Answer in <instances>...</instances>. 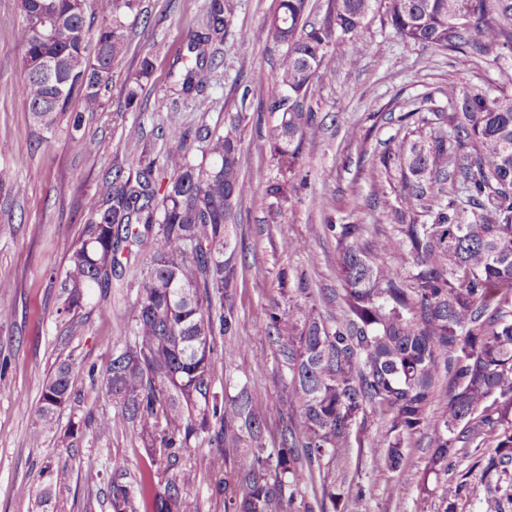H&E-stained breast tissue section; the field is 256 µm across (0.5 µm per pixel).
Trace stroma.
<instances>
[{"instance_id":"stroma-1","label":"stroma","mask_w":512,"mask_h":512,"mask_svg":"<svg viewBox=\"0 0 512 512\" xmlns=\"http://www.w3.org/2000/svg\"><path fill=\"white\" fill-rule=\"evenodd\" d=\"M233 12L224 42L203 70L196 91H180L177 58L187 53L191 32L206 20L207 0H135L126 12L127 43L112 66V87L104 106L84 113L81 133L95 144L80 150L67 123L52 132L39 130L19 95L25 78L24 52L14 37L23 19L17 0H0V307L13 313L0 321V512H113L114 463L124 466L125 485L134 512H145L139 493L143 475H151L155 492H164L177 468L192 469L186 491L199 512H224L223 471L213 461L214 447L189 448L178 467L153 458L139 434L126 427L109 436L94 420L112 415L115 403L101 387L113 345L132 338L139 266L130 264L111 287L95 289L80 316L57 313L58 288L67 261L63 240L78 238L86 203L116 166L132 159L162 165L170 146L168 128L189 130L223 126L236 112L248 119L242 128V171L251 190L235 209L237 251L242 271L237 293L239 333L248 350L232 367L216 359L217 391L248 383L266 401L271 417L264 433L276 445L288 410L282 357L268 334L266 314L287 307L279 274L289 283L306 281L319 294L325 318H334L341 286L336 240L324 224H374L366 169L385 142L404 130L397 118L416 110L448 106L453 82L484 92L512 93V62L473 56L467 71H457L451 52L403 40L377 6L361 36L370 51L352 58L349 41L332 37L327 60L314 80L305 105L323 125L321 137L302 149L292 178L293 190L280 215L272 213L266 188L279 176L267 140L278 116L268 109L274 85L251 87L253 72L273 71L285 45L268 33L279 0H232ZM150 61L149 79L138 80L142 61ZM143 88L136 100L127 92L134 81ZM292 237L296 251L282 252L280 240ZM264 364H256V357ZM63 364L72 367L71 398L57 411V429L36 425L42 386ZM368 445L353 449L349 461L370 492L349 501L347 512H436V499L418 491L430 430L408 443L406 466L391 475L403 488L389 496L388 482L375 481L372 456L381 440L378 421L368 423Z\"/></svg>"}]
</instances>
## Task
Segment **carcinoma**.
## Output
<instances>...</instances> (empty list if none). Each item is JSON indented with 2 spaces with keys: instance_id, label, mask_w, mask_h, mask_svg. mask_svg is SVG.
Wrapping results in <instances>:
<instances>
[{
  "instance_id": "obj_1",
  "label": "carcinoma",
  "mask_w": 512,
  "mask_h": 512,
  "mask_svg": "<svg viewBox=\"0 0 512 512\" xmlns=\"http://www.w3.org/2000/svg\"><path fill=\"white\" fill-rule=\"evenodd\" d=\"M133 2L112 0L111 18L93 32L74 0H18L26 68L20 95L35 126L51 131L66 119L77 132L82 113L102 108ZM378 2L331 0L325 27L306 31L309 0H280L269 33L287 45V55L275 71L252 76L257 87L271 83L288 92V99L278 95L268 104L281 115L268 133L280 178L267 192L276 202L288 200V176L303 143L321 136L304 102L332 32L350 39L353 56L365 54L360 31ZM230 14L228 0H207L204 29L188 42L191 56L177 60L182 92L197 86L207 48L224 41ZM386 15L401 38L456 53L461 72L473 54L512 58V0H386ZM41 60L56 63L53 79L39 75ZM448 105L451 111L430 117L400 116L413 125L368 167L384 229L325 225L336 236L343 284L336 319H323L306 283L290 289L281 274L288 310L267 313V327L276 332L288 407L300 420L287 416L272 448L264 439L268 404L245 383L232 395L213 387L216 337L224 338L226 367L247 351L229 224L250 190L241 172L246 113L193 135L171 126L163 186L151 162L129 161L133 177L116 168L88 204L81 237L65 247L57 309L79 314L92 289L111 287L116 268L146 258L134 340L113 346L104 369L117 410L96 422L98 434L130 425L144 447L172 465L186 448L224 449V512H294L305 472L318 476L320 492L302 501L303 512H345L349 500L368 492L348 478L347 463L353 448L364 447L373 416L383 427L374 457L379 475L404 468L408 441L429 428L432 450L419 493L438 495L437 512H457L475 469L495 480L485 512H512V94L454 83ZM193 139L210 163H192ZM70 378L71 367L61 365L44 384L36 414L41 430L56 428ZM463 448L479 455L459 478L446 479L459 468ZM432 476L445 477L440 489L429 486ZM192 481V471H178L165 496L154 499L155 512H198L195 499L183 494Z\"/></svg>"
}]
</instances>
